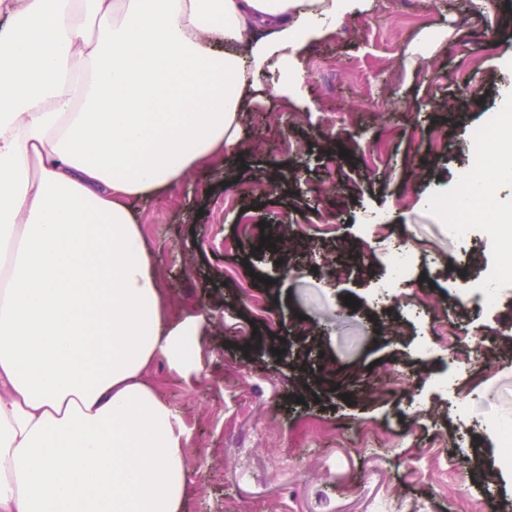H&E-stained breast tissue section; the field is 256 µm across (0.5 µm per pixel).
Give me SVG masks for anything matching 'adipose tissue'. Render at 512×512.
I'll list each match as a JSON object with an SVG mask.
<instances>
[{"label":"adipose tissue","mask_w":512,"mask_h":512,"mask_svg":"<svg viewBox=\"0 0 512 512\" xmlns=\"http://www.w3.org/2000/svg\"><path fill=\"white\" fill-rule=\"evenodd\" d=\"M363 0H0V512H181L184 429L146 382L197 321L131 201L236 151L248 76L291 86ZM480 180H512V94Z\"/></svg>","instance_id":"1"}]
</instances>
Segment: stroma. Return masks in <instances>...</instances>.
I'll list each match as a JSON object with an SVG mask.
<instances>
[{
	"label": "stroma",
	"instance_id": "1",
	"mask_svg": "<svg viewBox=\"0 0 512 512\" xmlns=\"http://www.w3.org/2000/svg\"><path fill=\"white\" fill-rule=\"evenodd\" d=\"M510 50L512 0H371L306 44L296 94L251 90L240 155L134 202L171 319L208 315L190 373L147 372L186 428L182 512H512V281L499 241L449 239L441 210ZM378 216L419 257L389 289ZM279 225L287 248L263 245ZM438 307L473 344L504 338L490 369L432 343Z\"/></svg>",
	"mask_w": 512,
	"mask_h": 512
}]
</instances>
